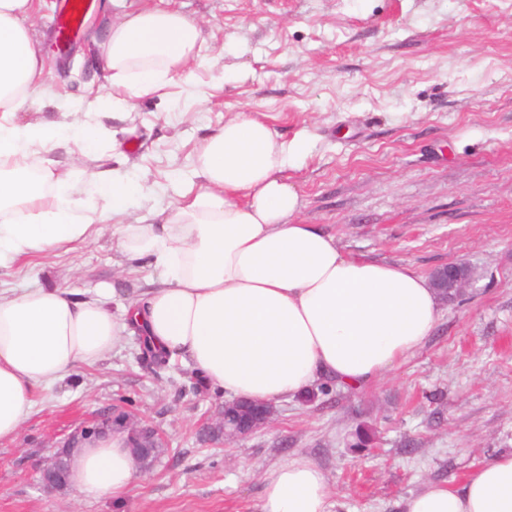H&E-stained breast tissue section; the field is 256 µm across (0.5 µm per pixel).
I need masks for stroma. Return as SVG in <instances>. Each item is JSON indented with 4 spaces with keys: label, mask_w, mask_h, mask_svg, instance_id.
Segmentation results:
<instances>
[{
    "label": "stroma",
    "mask_w": 512,
    "mask_h": 512,
    "mask_svg": "<svg viewBox=\"0 0 512 512\" xmlns=\"http://www.w3.org/2000/svg\"><path fill=\"white\" fill-rule=\"evenodd\" d=\"M35 19L44 82L57 100L19 117L57 112L58 100L100 97L93 36L108 0L67 52L56 46L57 0ZM205 41L195 95L181 86L134 100L113 118L112 144L80 171L141 173L155 193L131 210L151 224L197 164L199 144L246 112L280 141L306 140L285 175L302 196V223L332 234L348 256L428 276L464 262L468 291L443 303L431 336L379 381L313 386L275 407L274 423L227 442L207 427L223 390L192 386V364L156 370L121 337L96 364L76 368L35 397L18 436L0 442V512H257L261 478L303 455L324 472L332 512H400L423 484H456L512 451V0H173ZM111 229L70 250L0 268V292L63 288L109 306L145 290ZM121 407L156 426L163 452L137 473L122 504L50 493L37 469L75 427ZM369 432L355 448L357 431Z\"/></svg>",
    "instance_id": "obj_1"
}]
</instances>
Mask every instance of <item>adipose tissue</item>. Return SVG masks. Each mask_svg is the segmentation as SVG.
Listing matches in <instances>:
<instances>
[{"label": "adipose tissue", "instance_id": "adipose-tissue-1", "mask_svg": "<svg viewBox=\"0 0 512 512\" xmlns=\"http://www.w3.org/2000/svg\"><path fill=\"white\" fill-rule=\"evenodd\" d=\"M35 0H0V266L85 242L112 225L121 251L147 261L152 288L116 322L110 286L90 298L59 288L0 294V441L14 438L34 396L78 365H92L121 331L138 327L170 356L189 359L231 398L277 404L320 379L359 387L382 377L430 336L442 311L428 281L410 269L346 256L335 239L298 219L302 202L283 176L307 148L278 141L246 113L202 145L199 189L185 188L159 224H127L150 193L137 173L60 171L111 136L98 98L65 106L62 118L19 121L45 95L44 61L31 28ZM200 25L177 10L144 8L111 20L97 53L112 104L194 87ZM37 155L29 178L19 160ZM71 482L89 496L122 500L135 477L124 433L78 450ZM322 469L297 456L267 469L258 512H330ZM402 512H512V452L488 460L458 486L429 482Z\"/></svg>", "mask_w": 512, "mask_h": 512}]
</instances>
